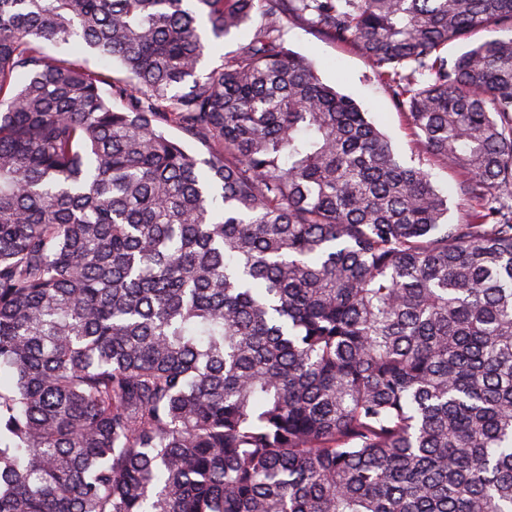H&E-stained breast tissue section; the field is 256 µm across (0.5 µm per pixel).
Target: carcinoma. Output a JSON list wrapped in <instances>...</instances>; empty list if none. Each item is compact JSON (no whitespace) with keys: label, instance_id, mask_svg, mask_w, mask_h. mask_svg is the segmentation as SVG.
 <instances>
[{"label":"carcinoma","instance_id":"1","mask_svg":"<svg viewBox=\"0 0 512 512\" xmlns=\"http://www.w3.org/2000/svg\"><path fill=\"white\" fill-rule=\"evenodd\" d=\"M503 195L512 0H0V512H512ZM257 23L258 22L256 21L254 24L245 25L238 31L233 32L227 36L224 39L221 48L216 53L211 54L210 57L206 60L205 67L207 71L219 66L221 64V57L223 55L224 57L231 56L240 42H244L250 39L254 33ZM283 40L314 63L324 83L352 97L369 113L376 126L388 136L403 163L421 167L430 174L433 184L448 195V219L451 222L467 218L468 209L459 205L455 194V185L462 179V174L448 169L421 148L406 114L396 106L387 87L361 53L317 35L302 22L288 23Z\"/></svg>","mask_w":512,"mask_h":512}]
</instances>
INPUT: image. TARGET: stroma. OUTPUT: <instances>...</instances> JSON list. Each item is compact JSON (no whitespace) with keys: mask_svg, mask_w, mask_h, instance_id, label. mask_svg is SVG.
Returning a JSON list of instances; mask_svg holds the SVG:
<instances>
[{"mask_svg":"<svg viewBox=\"0 0 512 512\" xmlns=\"http://www.w3.org/2000/svg\"><path fill=\"white\" fill-rule=\"evenodd\" d=\"M287 46L311 60L327 85L352 97L385 133L401 161L426 170L433 184L448 197V218L457 223L467 217L455 185L459 172L448 169L418 144L403 110L392 99L368 60L352 47L317 35L307 24L290 22L283 32Z\"/></svg>","mask_w":512,"mask_h":512,"instance_id":"1","label":"stroma"}]
</instances>
